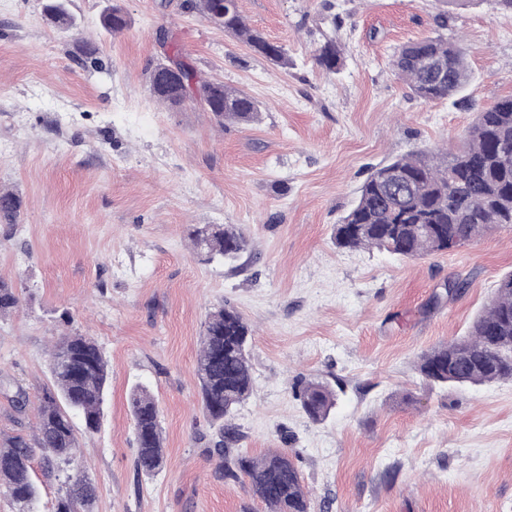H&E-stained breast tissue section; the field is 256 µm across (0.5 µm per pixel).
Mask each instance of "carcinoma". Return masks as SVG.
<instances>
[{
  "mask_svg": "<svg viewBox=\"0 0 512 512\" xmlns=\"http://www.w3.org/2000/svg\"><path fill=\"white\" fill-rule=\"evenodd\" d=\"M184 7L243 41L270 63L282 68L290 64L282 45L246 22L238 0H185ZM44 10L51 25L61 30L77 25L64 0H48ZM100 24L118 35L128 20L123 8L111 3ZM315 61L327 71L339 69L342 58L336 40H326ZM168 62L181 68L187 90L179 92L177 81L158 63L147 76L156 101L170 107L195 101L220 123L248 125L258 120L259 105L243 91L201 77L177 54ZM392 65L412 93L427 101L459 95L469 79L463 47L442 35L402 45ZM506 146L512 149V95L477 113L457 151L410 154L372 170L354 205L335 227L336 246L348 251L376 248L417 258L473 243L492 226L511 228L512 154L504 153ZM21 208L19 194L0 189L1 218L13 221ZM186 236L207 262L233 264L249 247L246 234L233 224H190ZM19 303L18 289L0 278V318ZM252 338L249 323L237 309L222 305L209 313L200 338L196 375L203 407L217 425L215 451L223 459L224 477L247 478L252 494L269 512H312L288 451L259 457L228 452L241 439L234 412L253 391ZM417 370L423 379L438 385L512 380V272L500 279L470 333L422 353ZM50 372L53 387L39 397L32 433H0V490L16 512H32L38 488L31 472L38 458L46 474L63 478L54 512H94L96 489L78 470L79 441L72 415L81 416L87 431L98 430L107 391V361L93 338L67 333L51 350ZM294 390L313 421L326 419L335 406V392L321 381L302 379ZM130 407L136 470L151 476L165 464L159 409L154 396L142 386L132 390Z\"/></svg>",
  "mask_w": 512,
  "mask_h": 512,
  "instance_id": "1",
  "label": "carcinoma"
}]
</instances>
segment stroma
<instances>
[{
	"instance_id": "1",
	"label": "stroma",
	"mask_w": 512,
	"mask_h": 512,
	"mask_svg": "<svg viewBox=\"0 0 512 512\" xmlns=\"http://www.w3.org/2000/svg\"><path fill=\"white\" fill-rule=\"evenodd\" d=\"M45 3L0 0V186L23 199L16 223L0 220V277L21 293L0 319V380L31 406L12 421L0 392V432H31L56 336L78 332L110 372L100 428L79 437L95 512H267L221 475L194 371L206 317L226 304L254 333L239 449L292 454L314 512H512V381L442 386L417 371L512 271V229L415 260L333 238L373 168L461 147L477 112L512 95V13L494 0H238L286 48L280 68L180 0H120L118 36L99 25L108 0H68L69 31ZM162 33L202 77L256 99L260 121L156 102L146 70L167 59ZM438 34L465 49L466 105L420 99L393 71L400 45ZM329 37L336 72L314 61ZM190 224L240 225L250 247L232 265L202 261ZM457 277L467 286L448 295ZM299 374L335 390L323 422L294 395ZM139 385L165 438L149 478L134 466Z\"/></svg>"
}]
</instances>
